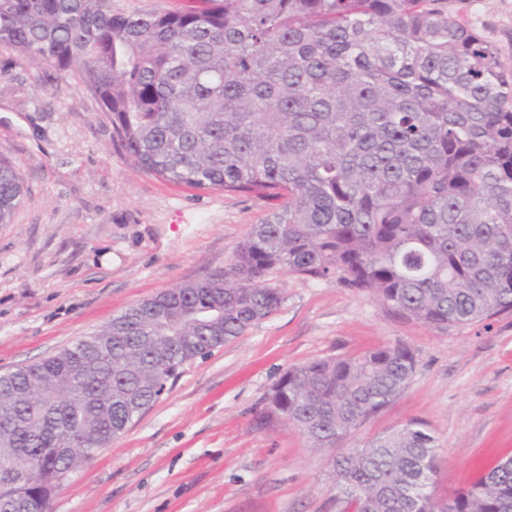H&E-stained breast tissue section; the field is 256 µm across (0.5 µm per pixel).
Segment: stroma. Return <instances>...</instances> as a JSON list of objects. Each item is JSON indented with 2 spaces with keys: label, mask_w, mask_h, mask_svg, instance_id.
<instances>
[{
  "label": "stroma",
  "mask_w": 512,
  "mask_h": 512,
  "mask_svg": "<svg viewBox=\"0 0 512 512\" xmlns=\"http://www.w3.org/2000/svg\"><path fill=\"white\" fill-rule=\"evenodd\" d=\"M512 68V0H450ZM0 155L24 203L0 224V374L53 355L130 305L225 268L274 201L138 170L74 74L0 46ZM284 301L187 363L131 429L74 473L52 512H340L328 451L265 416L290 366L403 344L404 393L344 438L418 420L440 445L438 495L512 455V314L440 332L368 292L277 272Z\"/></svg>",
  "instance_id": "1"
}]
</instances>
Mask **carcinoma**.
I'll list each match as a JSON object with an SVG mask.
<instances>
[{
	"instance_id": "cac0c4a2",
	"label": "carcinoma",
	"mask_w": 512,
	"mask_h": 512,
	"mask_svg": "<svg viewBox=\"0 0 512 512\" xmlns=\"http://www.w3.org/2000/svg\"><path fill=\"white\" fill-rule=\"evenodd\" d=\"M195 2L125 15L112 0H0V45L74 73L138 169L276 201L224 270L0 374V506L14 512H38L185 364L276 311L277 271L444 332L512 313V70L492 41L446 0ZM23 200L1 156L0 224ZM416 364L384 345L293 366L266 416L334 449ZM438 450L411 421L331 455L342 512H440ZM29 455L43 466L23 477L12 466ZM447 501L512 512V457Z\"/></svg>"
}]
</instances>
